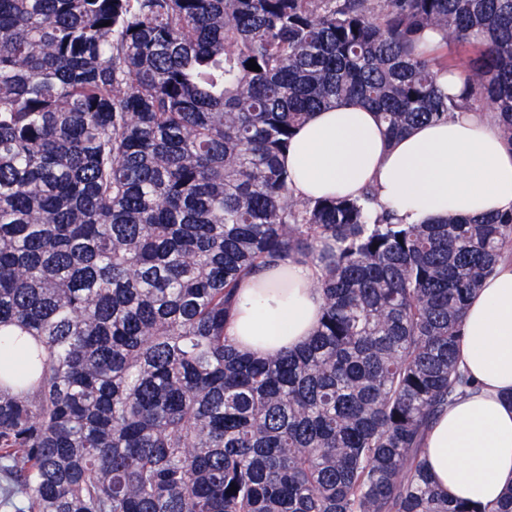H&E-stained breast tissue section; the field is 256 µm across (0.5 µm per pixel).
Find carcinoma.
<instances>
[{
  "label": "carcinoma",
  "instance_id": "obj_1",
  "mask_svg": "<svg viewBox=\"0 0 512 512\" xmlns=\"http://www.w3.org/2000/svg\"><path fill=\"white\" fill-rule=\"evenodd\" d=\"M342 101L392 136L490 110L512 143V0H0L1 509L512 512L421 458L512 210L295 197L280 157ZM286 257L319 326L241 352L237 288Z\"/></svg>",
  "mask_w": 512,
  "mask_h": 512
}]
</instances>
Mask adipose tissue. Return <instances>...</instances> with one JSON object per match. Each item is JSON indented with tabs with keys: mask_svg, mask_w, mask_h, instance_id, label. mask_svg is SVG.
I'll list each match as a JSON object with an SVG mask.
<instances>
[{
	"mask_svg": "<svg viewBox=\"0 0 512 512\" xmlns=\"http://www.w3.org/2000/svg\"><path fill=\"white\" fill-rule=\"evenodd\" d=\"M282 162L295 195L357 197L369 187L404 224L512 210V145L490 112H458L391 139L371 109L339 103L299 126ZM320 274L290 258L245 278L227 336L257 356L299 349L322 314ZM457 360L475 388L428 428L422 460L442 496L490 507L512 489V262L471 294Z\"/></svg>",
	"mask_w": 512,
	"mask_h": 512,
	"instance_id": "ef3b65f1",
	"label": "adipose tissue"
}]
</instances>
